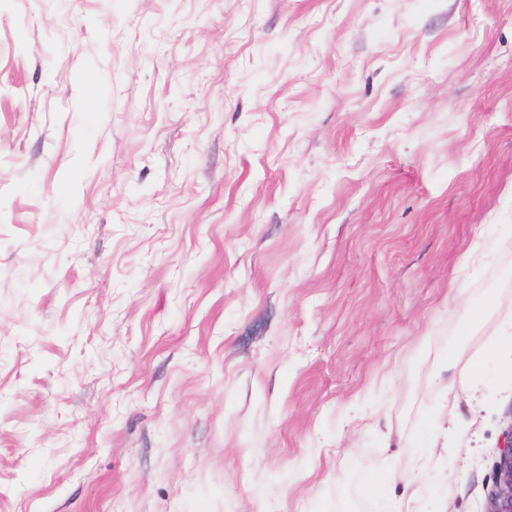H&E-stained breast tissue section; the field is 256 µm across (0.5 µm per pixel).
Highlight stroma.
I'll return each mask as SVG.
<instances>
[{
	"label": "stroma",
	"mask_w": 512,
	"mask_h": 512,
	"mask_svg": "<svg viewBox=\"0 0 512 512\" xmlns=\"http://www.w3.org/2000/svg\"><path fill=\"white\" fill-rule=\"evenodd\" d=\"M511 304L512 0H0V512H485ZM458 362L459 354L457 350L454 348H449L446 359L441 360L438 369L431 367L424 372L422 377V383L427 389H435L440 393L447 412H452L453 408L455 407L459 398V391L453 383L445 384L443 382L440 369L443 368L449 372L458 365Z\"/></svg>",
	"instance_id": "stroma-1"
}]
</instances>
